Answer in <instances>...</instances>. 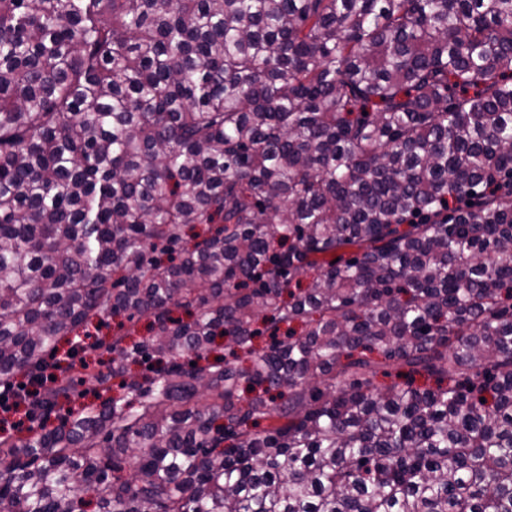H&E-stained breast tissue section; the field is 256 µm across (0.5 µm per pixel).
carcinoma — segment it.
Wrapping results in <instances>:
<instances>
[{
	"label": "carcinoma",
	"instance_id": "cac0c4a2",
	"mask_svg": "<svg viewBox=\"0 0 512 512\" xmlns=\"http://www.w3.org/2000/svg\"><path fill=\"white\" fill-rule=\"evenodd\" d=\"M2 384L0 512H512V0H0ZM123 322V329L119 328V323ZM131 323L127 321L124 317H114L113 319L109 318L105 320V323L99 326V328H95L91 326L89 328V333L91 338L87 340L89 343H94L97 340L103 342V346L97 350L94 354H91V359L96 355H99V358L102 359L106 364L109 362L112 363V358L116 357L115 354H112L106 350V346L111 342L112 336L119 332H124L126 329L130 328ZM119 381H120L119 378L112 380L113 392L112 391L111 392H103L100 390L98 394H94L92 392L85 393L86 386H79L78 391L83 393L82 396L76 394L75 396H72L71 399L68 401L61 399L60 404H59V409L56 414H53L50 417V420L48 421V426L52 427V426L57 425L58 424L57 416L64 415L65 413H67V411L70 408H77L81 404L99 403L103 398L112 396V393L115 394V392H116L115 389H116V386L119 383ZM98 395H100L101 398H98Z\"/></svg>",
	"mask_w": 512,
	"mask_h": 512
}]
</instances>
